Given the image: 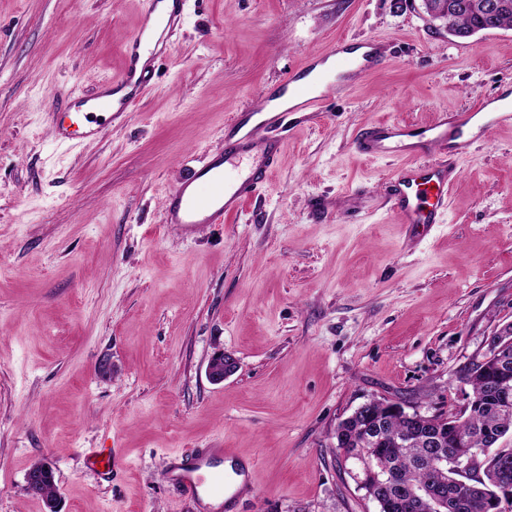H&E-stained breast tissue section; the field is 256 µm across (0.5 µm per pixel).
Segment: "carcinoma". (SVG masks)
<instances>
[{"instance_id": "obj_1", "label": "carcinoma", "mask_w": 512, "mask_h": 512, "mask_svg": "<svg viewBox=\"0 0 512 512\" xmlns=\"http://www.w3.org/2000/svg\"><path fill=\"white\" fill-rule=\"evenodd\" d=\"M453 8L455 36L469 38L485 30L473 7L474 0H449ZM460 381L471 387L478 399L477 406L466 411L447 414L444 425L429 428L418 425L402 413H394L371 400L360 411L344 419L336 429V441L342 448L354 451L365 438L374 440V465L392 474L387 485H374L370 495L380 503V512H437L433 498L427 488L435 483L447 486L462 478L458 472V456L461 449L454 444V434L469 438V447L484 448L485 437L494 434L503 439L512 436V413L498 411L496 371H478L475 363L465 366L459 375ZM441 434L443 444L431 448L426 443L430 434ZM484 460L482 477L474 478V494L468 501L465 512H493L490 501L499 492L498 482H512V446H502L494 453L480 456ZM40 464V483L35 489L39 498L57 495L53 470L43 459ZM413 488L419 493L416 508L408 511L401 506V491Z\"/></svg>"}]
</instances>
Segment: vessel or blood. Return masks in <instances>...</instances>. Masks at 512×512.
<instances>
[{
    "label": "vessel or blood",
    "instance_id": "vessel-or-blood-1",
    "mask_svg": "<svg viewBox=\"0 0 512 512\" xmlns=\"http://www.w3.org/2000/svg\"><path fill=\"white\" fill-rule=\"evenodd\" d=\"M183 4L184 0H143L141 23L125 44L122 72L90 93L68 96L61 108L53 110L57 144L90 143L127 122L133 106L152 85L154 61L170 49L167 34L180 22ZM384 57V44L378 40L333 42L315 62L283 79L276 95L234 113L224 124L223 149L212 152L190 178L166 195V226L188 233L238 213L278 168L290 115L318 111L320 104L342 94ZM506 125H512V104L498 96L461 112L435 113L427 125L370 124L354 145L368 158L400 160L390 176L388 204L409 239L419 241L442 223L463 155L485 140L489 130ZM117 456L116 449L97 448L85 453L83 460L90 470L107 475L115 469ZM223 458L220 448H201L179 457L173 481L189 496L222 500L226 512H231L246 486L220 470Z\"/></svg>",
    "mask_w": 512,
    "mask_h": 512
}]
</instances>
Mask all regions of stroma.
I'll list each match as a JSON object with an SVG mask.
<instances>
[{
	"mask_svg": "<svg viewBox=\"0 0 512 512\" xmlns=\"http://www.w3.org/2000/svg\"><path fill=\"white\" fill-rule=\"evenodd\" d=\"M138 0H0V512L53 468L60 512H201L168 479L194 448L254 461L237 512H379L334 433L371 399L459 412L461 369L512 322V129L461 160L443 224L407 246L378 121L427 123L512 83V29L460 39L407 0H186L155 84L103 138L57 145L49 108L118 74ZM384 64L285 135L243 211L180 236L165 195L224 122L333 40ZM237 361L209 381L212 356ZM118 448L111 479L82 451Z\"/></svg>",
	"mask_w": 512,
	"mask_h": 512,
	"instance_id": "1",
	"label": "stroma"
}]
</instances>
